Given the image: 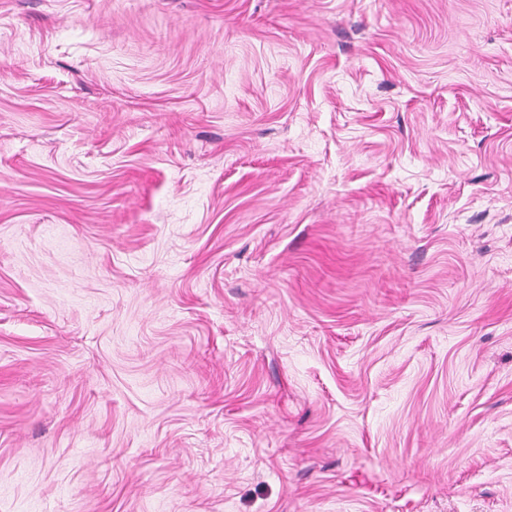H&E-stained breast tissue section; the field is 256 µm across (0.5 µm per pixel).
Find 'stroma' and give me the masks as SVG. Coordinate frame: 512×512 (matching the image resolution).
Masks as SVG:
<instances>
[{"label": "stroma", "instance_id": "stroma-1", "mask_svg": "<svg viewBox=\"0 0 512 512\" xmlns=\"http://www.w3.org/2000/svg\"><path fill=\"white\" fill-rule=\"evenodd\" d=\"M0 512H512V0H0Z\"/></svg>", "mask_w": 512, "mask_h": 512}]
</instances>
